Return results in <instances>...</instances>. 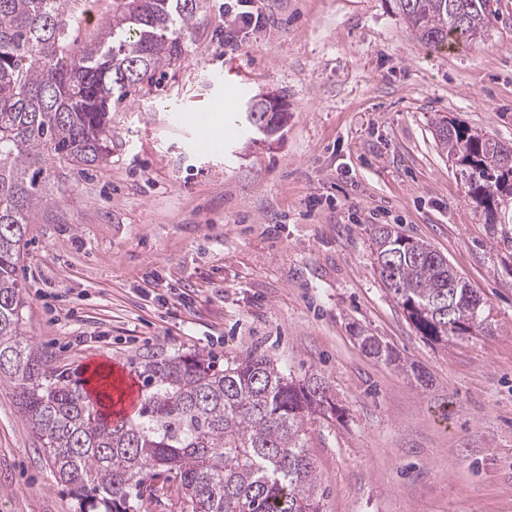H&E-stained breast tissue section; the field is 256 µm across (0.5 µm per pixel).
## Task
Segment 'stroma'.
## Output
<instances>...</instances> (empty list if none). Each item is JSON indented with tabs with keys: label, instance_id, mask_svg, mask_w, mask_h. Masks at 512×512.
Listing matches in <instances>:
<instances>
[{
	"label": "stroma",
	"instance_id": "stroma-1",
	"mask_svg": "<svg viewBox=\"0 0 512 512\" xmlns=\"http://www.w3.org/2000/svg\"><path fill=\"white\" fill-rule=\"evenodd\" d=\"M273 22L222 47L207 0L186 52L112 106V159L60 183L30 225L22 328L53 366L134 379L144 356L257 352L324 378L309 421L321 512H512V248L491 237L437 146L435 113L512 147V0L486 32L434 50L393 0H263ZM285 96L268 144L192 115ZM429 243L486 301L492 335L423 338L372 268L370 228ZM367 331L399 355L365 353ZM0 512H78L0 386Z\"/></svg>",
	"mask_w": 512,
	"mask_h": 512
}]
</instances>
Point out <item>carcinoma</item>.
<instances>
[{
	"label": "carcinoma",
	"mask_w": 512,
	"mask_h": 512,
	"mask_svg": "<svg viewBox=\"0 0 512 512\" xmlns=\"http://www.w3.org/2000/svg\"><path fill=\"white\" fill-rule=\"evenodd\" d=\"M79 0H0V384L16 391L22 416L53 476L79 512H136L159 472L177 479L183 512H320L305 425L335 412L324 380L296 381L278 360L249 353L223 367L199 353L150 360L139 371L134 416L108 419L95 409L88 380L47 367L22 331L17 267L29 225L53 206L47 159L72 169L112 156V102L185 55V34L204 0H119L112 19L75 51L68 30ZM396 14L431 47L481 37L493 0H393ZM288 112L255 102L246 129L273 135ZM432 135L465 175L468 200L493 233L499 205L512 199V148L439 113ZM373 271L429 341L493 325L486 302L424 241L374 224ZM373 357L396 362L374 336Z\"/></svg>",
	"instance_id": "cac0c4a2"
}]
</instances>
